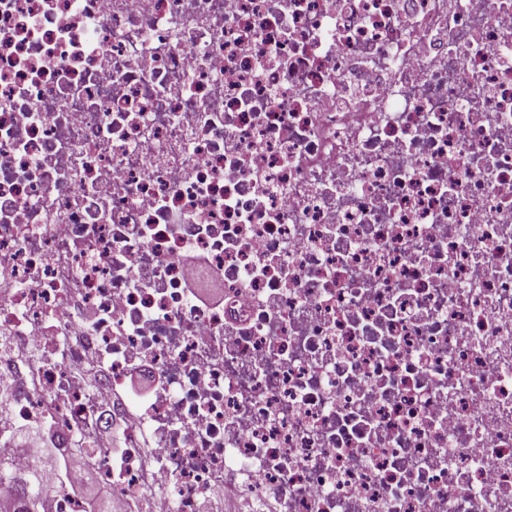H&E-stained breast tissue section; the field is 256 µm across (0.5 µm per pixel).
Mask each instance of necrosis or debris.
Instances as JSON below:
<instances>
[{"label": "necrosis or debris", "instance_id": "4bbe7bcc", "mask_svg": "<svg viewBox=\"0 0 512 512\" xmlns=\"http://www.w3.org/2000/svg\"><path fill=\"white\" fill-rule=\"evenodd\" d=\"M1 406L49 512H512V0H0ZM186 261L190 265L205 266V276L189 285L192 290V294L195 296L198 302L202 304L212 303L221 304L224 302V284L221 279L220 273L212 268H208L203 257L199 255H189L186 257Z\"/></svg>", "mask_w": 512, "mask_h": 512}]
</instances>
